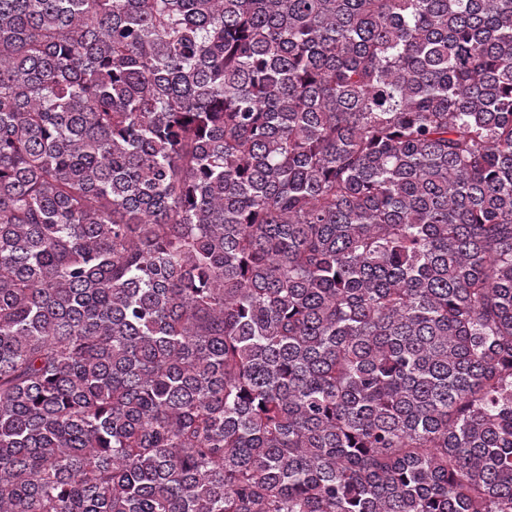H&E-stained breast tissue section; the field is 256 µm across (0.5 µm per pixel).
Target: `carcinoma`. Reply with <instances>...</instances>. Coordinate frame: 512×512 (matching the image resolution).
I'll return each mask as SVG.
<instances>
[{
	"label": "carcinoma",
	"instance_id": "cac0c4a2",
	"mask_svg": "<svg viewBox=\"0 0 512 512\" xmlns=\"http://www.w3.org/2000/svg\"><path fill=\"white\" fill-rule=\"evenodd\" d=\"M0 512H512V0H0Z\"/></svg>",
	"mask_w": 512,
	"mask_h": 512
}]
</instances>
